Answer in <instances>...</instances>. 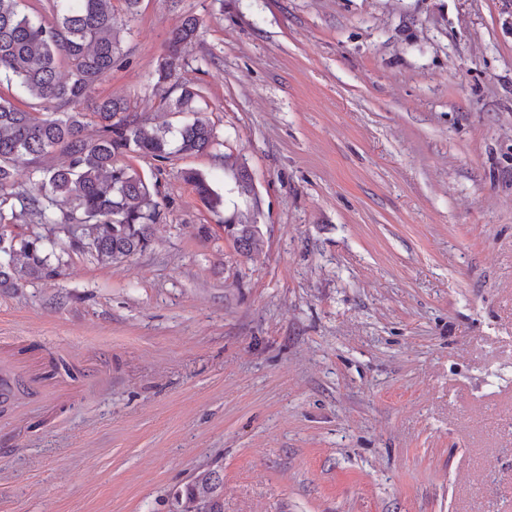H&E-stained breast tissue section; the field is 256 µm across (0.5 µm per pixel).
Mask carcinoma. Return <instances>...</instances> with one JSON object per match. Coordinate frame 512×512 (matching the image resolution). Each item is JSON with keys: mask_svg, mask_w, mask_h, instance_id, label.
Returning a JSON list of instances; mask_svg holds the SVG:
<instances>
[{"mask_svg": "<svg viewBox=\"0 0 512 512\" xmlns=\"http://www.w3.org/2000/svg\"><path fill=\"white\" fill-rule=\"evenodd\" d=\"M51 18L32 17L21 0H0V86H17L30 102L0 92V288H21L52 278L56 250L88 253L104 264L141 253L155 239L162 203L159 190L126 158L148 157L162 168L176 155L205 153L218 145L203 116L199 87L175 80L188 64L187 49L200 37V19L184 16L168 35L154 69L161 102L186 115L177 129L152 126L121 96L96 97L98 86L122 59L113 0H49ZM80 103L89 111L72 110ZM63 161L54 164L51 156ZM37 185L32 194L15 181L19 165ZM182 179L199 201L216 212L224 196L204 173L189 169ZM235 190L253 201L246 214L224 217V235L239 254L261 249L263 237L255 185L246 164ZM11 224L32 231L5 233ZM76 377L62 358H50L47 376ZM176 512H224L219 478L205 474L175 497Z\"/></svg>", "mask_w": 512, "mask_h": 512, "instance_id": "1", "label": "carcinoma"}]
</instances>
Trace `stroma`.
<instances>
[{"instance_id": "1", "label": "stroma", "mask_w": 512, "mask_h": 512, "mask_svg": "<svg viewBox=\"0 0 512 512\" xmlns=\"http://www.w3.org/2000/svg\"><path fill=\"white\" fill-rule=\"evenodd\" d=\"M188 12L219 145L131 158L164 229L0 289V356L84 372L0 437V512H171L204 473L224 512H512V0H141L98 95L179 126L152 73ZM182 179L192 186L199 201L210 211L224 207V196L214 189L211 180L204 173L189 169L182 172ZM259 216L260 210L256 205L252 206V210L246 215L233 213L224 216L222 227L225 237L231 239L239 254L245 257L259 251L263 245Z\"/></svg>"}]
</instances>
